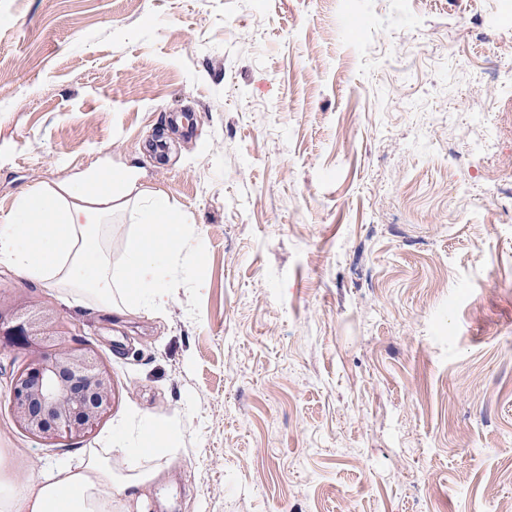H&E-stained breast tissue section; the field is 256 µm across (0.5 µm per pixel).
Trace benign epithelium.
I'll return each instance as SVG.
<instances>
[{"mask_svg":"<svg viewBox=\"0 0 512 512\" xmlns=\"http://www.w3.org/2000/svg\"><path fill=\"white\" fill-rule=\"evenodd\" d=\"M0 339L22 351L8 406L14 425L45 441L88 436L112 413V372L92 351L62 341V317L0 296Z\"/></svg>","mask_w":512,"mask_h":512,"instance_id":"benign-epithelium-1","label":"benign epithelium"}]
</instances>
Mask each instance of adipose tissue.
I'll return each mask as SVG.
<instances>
[{
    "instance_id": "obj_1",
    "label": "adipose tissue",
    "mask_w": 512,
    "mask_h": 512,
    "mask_svg": "<svg viewBox=\"0 0 512 512\" xmlns=\"http://www.w3.org/2000/svg\"><path fill=\"white\" fill-rule=\"evenodd\" d=\"M131 206L138 224L116 273L111 257L98 250V233L113 215ZM188 232V224L164 193L141 187L127 175L103 173L22 194L13 210L0 218V264L30 279L73 286L79 302L118 313L133 308L153 312L168 304V284L176 267L191 272L204 263L203 254L184 256ZM92 254L97 261L91 266L87 259ZM112 449L125 457L129 474L115 473L106 459L92 455L25 487L12 485L4 476L0 512H100L108 497L125 508L140 502L159 474L142 465L147 442L131 444L118 432L112 436Z\"/></svg>"
}]
</instances>
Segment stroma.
Returning a JSON list of instances; mask_svg holds the SVG:
<instances>
[{"label": "stroma", "mask_w": 512, "mask_h": 512, "mask_svg": "<svg viewBox=\"0 0 512 512\" xmlns=\"http://www.w3.org/2000/svg\"><path fill=\"white\" fill-rule=\"evenodd\" d=\"M497 58L498 82L478 74ZM135 170L202 253L119 316L0 265L157 435L138 512H512V0H0V215ZM135 211L99 232L123 260Z\"/></svg>", "instance_id": "obj_1"}]
</instances>
